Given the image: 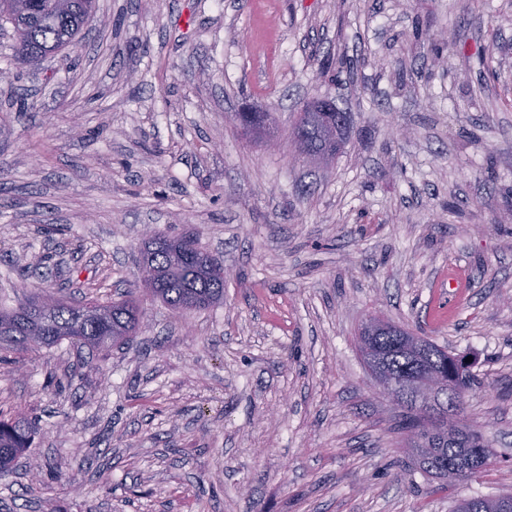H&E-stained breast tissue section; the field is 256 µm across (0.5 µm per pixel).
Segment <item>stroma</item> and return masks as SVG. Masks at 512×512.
<instances>
[{
	"instance_id": "obj_1",
	"label": "stroma",
	"mask_w": 512,
	"mask_h": 512,
	"mask_svg": "<svg viewBox=\"0 0 512 512\" xmlns=\"http://www.w3.org/2000/svg\"><path fill=\"white\" fill-rule=\"evenodd\" d=\"M13 43L0 26V304L128 298L149 227L197 235L226 281L188 316L143 300L123 346L0 351V415L40 428L0 512L512 494V0H98L67 54L19 68ZM325 97L351 117L342 153L293 160ZM374 316L475 358L483 472L414 471L357 347Z\"/></svg>"
}]
</instances>
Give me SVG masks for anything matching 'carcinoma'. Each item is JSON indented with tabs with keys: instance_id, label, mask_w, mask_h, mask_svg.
I'll use <instances>...</instances> for the list:
<instances>
[{
	"instance_id": "1",
	"label": "carcinoma",
	"mask_w": 512,
	"mask_h": 512,
	"mask_svg": "<svg viewBox=\"0 0 512 512\" xmlns=\"http://www.w3.org/2000/svg\"><path fill=\"white\" fill-rule=\"evenodd\" d=\"M96 12V0H0V21L13 29L15 61L21 66L36 65L76 44V36ZM323 123L315 112L299 113L291 140H302L315 156L340 153L348 128L336 129V141L321 136ZM143 270L152 274L153 287L145 295L169 309L190 314L208 310L224 302V266L203 249L193 234L168 240L145 239ZM140 308L134 299L74 304L48 295L33 296L14 308L0 307V349L19 351L49 348L68 340L79 349L99 350L120 345L136 335ZM369 347L388 358L395 377L405 379L417 372L410 347L393 331H380L367 341ZM466 355L446 347L435 353L424 381L440 378L452 386L456 406L452 415L427 412V420L415 423L417 399L402 397L398 427L404 447L412 450L419 468L446 483L467 480L485 465L482 451L489 447L482 433L466 423L464 398L473 388L476 375L465 362ZM36 422L22 414L0 418V474L10 472L16 460L32 446ZM512 502V495L487 497L472 505L462 498L454 512H499L496 504Z\"/></svg>"
}]
</instances>
